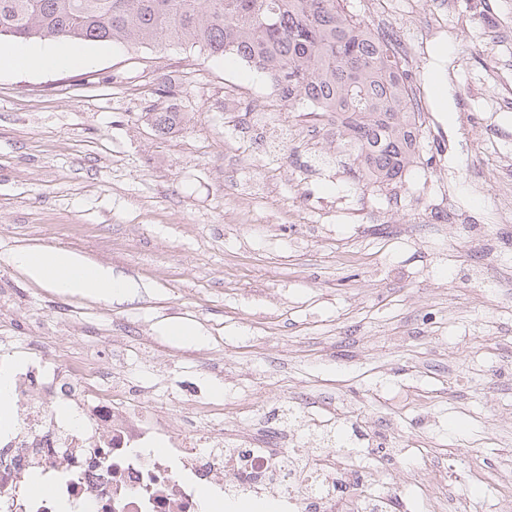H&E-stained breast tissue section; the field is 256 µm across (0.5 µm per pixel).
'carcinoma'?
Segmentation results:
<instances>
[{
	"mask_svg": "<svg viewBox=\"0 0 512 512\" xmlns=\"http://www.w3.org/2000/svg\"><path fill=\"white\" fill-rule=\"evenodd\" d=\"M343 0H0V43H173L268 75L280 100L316 103L355 177L392 186L421 160L409 74L393 42L345 11ZM158 131L179 113H152Z\"/></svg>",
	"mask_w": 512,
	"mask_h": 512,
	"instance_id": "cac0c4a2",
	"label": "carcinoma"
}]
</instances>
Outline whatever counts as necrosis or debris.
<instances>
[{
	"mask_svg": "<svg viewBox=\"0 0 512 512\" xmlns=\"http://www.w3.org/2000/svg\"><path fill=\"white\" fill-rule=\"evenodd\" d=\"M92 367L67 370L32 360L11 371L20 416L0 420V512H200V496L277 497L284 512H342L358 485L345 453L299 459L295 445L335 423L336 410L293 425L283 445L217 430L204 446L175 435L120 384L97 386ZM75 422L63 421L58 403ZM166 442L164 452L148 444ZM49 486L37 493L35 482Z\"/></svg>",
	"mask_w": 512,
	"mask_h": 512,
	"instance_id": "4bbe7bcc",
	"label": "necrosis or debris"
}]
</instances>
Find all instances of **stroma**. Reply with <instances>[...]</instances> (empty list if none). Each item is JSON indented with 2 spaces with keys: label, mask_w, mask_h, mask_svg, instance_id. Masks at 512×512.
Masks as SVG:
<instances>
[{
  "label": "stroma",
  "mask_w": 512,
  "mask_h": 512,
  "mask_svg": "<svg viewBox=\"0 0 512 512\" xmlns=\"http://www.w3.org/2000/svg\"><path fill=\"white\" fill-rule=\"evenodd\" d=\"M344 5L399 41L433 117L397 187L355 181L267 76L186 46L0 76V359L95 358L191 440L334 401L343 432L396 448L355 449L373 494L512 512V0ZM170 104L162 135L149 115ZM24 249L133 288L57 293L9 263Z\"/></svg>",
  "instance_id": "obj_1"
}]
</instances>
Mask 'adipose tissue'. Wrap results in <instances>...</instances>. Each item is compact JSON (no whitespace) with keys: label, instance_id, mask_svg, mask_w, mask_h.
I'll return each instance as SVG.
<instances>
[{"label":"adipose tissue","instance_id":"adipose-tissue-1","mask_svg":"<svg viewBox=\"0 0 512 512\" xmlns=\"http://www.w3.org/2000/svg\"><path fill=\"white\" fill-rule=\"evenodd\" d=\"M92 60L91 54L75 46L48 44L33 50L15 45L0 49V75L31 66L54 70L88 64ZM11 261L30 279L60 294L82 293L111 300L123 296L129 289L128 283L113 276L110 269L67 250H21L12 255Z\"/></svg>","mask_w":512,"mask_h":512}]
</instances>
